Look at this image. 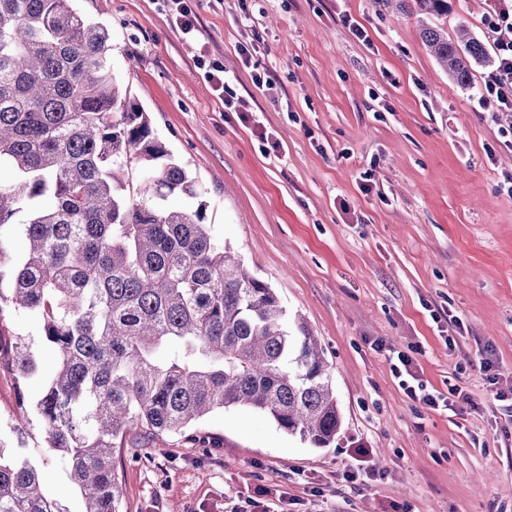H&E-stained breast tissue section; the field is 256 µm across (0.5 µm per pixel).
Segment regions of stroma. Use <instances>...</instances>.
Segmentation results:
<instances>
[{
	"label": "stroma",
	"mask_w": 512,
	"mask_h": 512,
	"mask_svg": "<svg viewBox=\"0 0 512 512\" xmlns=\"http://www.w3.org/2000/svg\"><path fill=\"white\" fill-rule=\"evenodd\" d=\"M450 3L430 24L482 35L486 0ZM196 4L251 121L214 99L194 66L198 44L153 0H76L108 25L117 81L204 187L207 223L318 336L342 427L313 448L235 408L197 422L207 448L176 435L122 443L120 512H236L258 486L276 490L273 512H512V417L488 382L512 386V143L476 92L449 81L417 16L371 0ZM256 34L264 47L249 70L238 46ZM256 70L275 79L282 105ZM259 126L278 150H262ZM394 351L415 352L428 387H458L470 403L454 413L412 403ZM360 448L373 475L352 484L344 474Z\"/></svg>",
	"instance_id": "stroma-1"
}]
</instances>
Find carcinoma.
I'll return each instance as SVG.
<instances>
[{
  "label": "carcinoma",
  "instance_id": "carcinoma-1",
  "mask_svg": "<svg viewBox=\"0 0 512 512\" xmlns=\"http://www.w3.org/2000/svg\"><path fill=\"white\" fill-rule=\"evenodd\" d=\"M393 1L448 13L449 0H372ZM73 2L0 0V170L15 175L0 185V367L22 391L43 383L11 424L38 417L37 457L0 447V512H70L42 480L54 460L81 512H120L112 454L133 430L204 448L198 419L247 407L324 448L342 426L320 341L213 234L202 186L118 86L108 27ZM421 37L465 91L491 65L488 40L464 27ZM174 193L197 205L169 208ZM19 320L37 325L48 361Z\"/></svg>",
  "mask_w": 512,
  "mask_h": 512
}]
</instances>
